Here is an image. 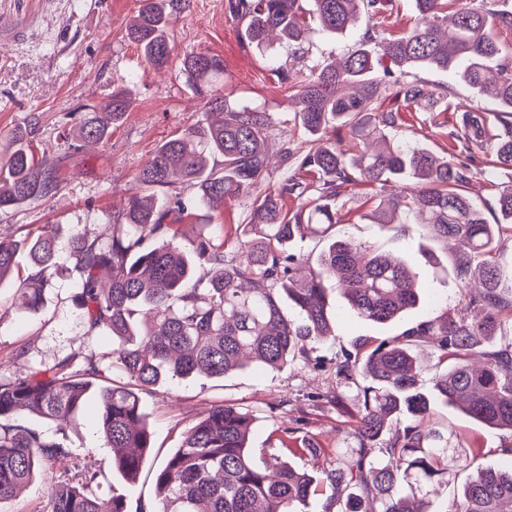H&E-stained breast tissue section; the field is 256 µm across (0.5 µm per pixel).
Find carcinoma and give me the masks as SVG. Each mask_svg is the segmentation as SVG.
<instances>
[{
	"instance_id": "obj_1",
	"label": "carcinoma",
	"mask_w": 512,
	"mask_h": 512,
	"mask_svg": "<svg viewBox=\"0 0 512 512\" xmlns=\"http://www.w3.org/2000/svg\"><path fill=\"white\" fill-rule=\"evenodd\" d=\"M389 2L312 0L308 14L332 34L356 28L363 14L376 17L384 34ZM416 5L410 26L381 40L365 33L338 65L297 72L272 63L296 101L294 121L316 143L306 152L284 143L282 173L265 187L270 114L221 93L220 56L184 58V71L204 103L201 118L163 142L138 171L136 180L148 195L129 198L112 216L109 241L90 242L75 233L67 244L80 277L75 302L87 327L83 342L112 337V369L127 382L106 381L92 357L75 368L74 354L25 376L0 378V504L45 466L74 459L77 449L67 431L91 400L112 468L132 482L151 448L142 395L173 380L222 379L248 364L319 367L307 346L336 337V314L324 286L332 277L343 309L374 324L393 323L422 305L419 274L405 260L333 233L341 188L357 180L376 189L377 223L420 224L436 238L458 243L456 277L463 288L455 307L445 306L372 348L355 340L336 361L339 384L361 394L347 465L326 473L340 512H427L420 500L410 505L405 488L420 491L470 467L480 449L455 446L448 431L432 425L438 403L512 432V346L482 351L479 367L470 362L500 330L503 317L512 318V264L497 256L503 228L512 230V186L499 192L503 221L490 224L465 193L466 164L398 138L382 148L370 147L368 139H384L383 128L396 125L397 113L382 109L388 96L420 112L433 111L448 96L444 85L395 78L394 66L453 74L511 115L512 40L501 34L512 33V0ZM189 6L190 0H141L127 36L147 65L167 66L170 25ZM227 11L248 43L263 49L280 41L294 58L305 57L302 0H227ZM376 39L377 50L369 47ZM130 107L117 89L106 111L84 108L80 138H108ZM330 127H348L362 137L351 158L324 138ZM490 149L494 166L512 170V121ZM58 183L57 171L36 161L24 136L0 148V210L46 196ZM178 184L219 214L229 201L250 200L251 237L232 252L224 250V239L205 235L192 250L182 248L175 223L190 215L192 200L176 191ZM289 198L297 200L291 210ZM309 235L325 239L326 246L299 278L303 256L294 246ZM60 249L52 230L30 239L31 273L18 287L26 308L42 307L54 287ZM16 251L0 242V284L14 274ZM420 342L434 348L440 367L428 391L414 356ZM255 421L249 410L219 405L191 426L155 472L156 512H300L315 478L275 455L257 464L248 445ZM103 479L81 473L54 481L49 512H129L124 496L103 490ZM454 512H512V471H476Z\"/></svg>"
}]
</instances>
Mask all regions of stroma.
Wrapping results in <instances>:
<instances>
[{"label": "stroma", "instance_id": "stroma-1", "mask_svg": "<svg viewBox=\"0 0 512 512\" xmlns=\"http://www.w3.org/2000/svg\"><path fill=\"white\" fill-rule=\"evenodd\" d=\"M138 6V0H0V141L26 132L36 157L53 163L60 179L59 189L51 195L0 211L1 242L19 240L56 224L66 230L77 228L91 240L111 238L107 219L139 193L136 173L164 141L200 117L202 103L182 66L183 56L189 53L221 56L224 77L219 85L223 93L232 101L270 113L271 153H278L285 140L295 149L308 150L310 137L292 121L294 100L287 85L270 72V56L297 70L316 62L331 63L343 57L372 25L371 20L361 19L357 29L343 35L311 27L306 39L308 52L296 61L278 46L268 54L249 47L227 12V0H194L190 12L172 26L173 54L165 70L157 71L143 62L126 35ZM413 76L447 85L448 98L434 112L400 113L394 135L438 156L468 163L472 176L466 191L488 223H496L498 193L512 185V172L494 168L488 142L501 131L505 113L456 76L427 70L414 71ZM118 88L128 95L131 108L111 137L79 150L65 149L62 136L73 129L81 109L105 108ZM466 111L482 118L485 143L468 145L458 139ZM372 195V188L360 182L343 187L337 236L355 238L404 259L419 272L430 294L456 304L459 282L454 256L422 226L407 224L394 229L374 223ZM249 213V204L243 200L228 203L220 214L205 207L193 208L180 222L177 240L191 248L197 237L212 234L216 224L234 227L247 222ZM78 281L73 259L61 254L55 286L46 292L36 312L24 309L14 282L0 285V377L13 376L28 366L51 367L70 353L94 355L101 366H108L111 339L101 337L89 345L82 342L86 327L73 303ZM431 313L425 304L387 326L340 314L335 341L313 348L314 355L323 360L318 370L298 362L274 370L248 367L222 379L198 376L157 388L143 398L153 449L135 486H128L110 471L108 452L88 415L79 417L68 433L69 440L81 451V467L107 472L105 492L127 496L133 510L154 504V472L180 447L185 431L212 406L225 403L255 410L251 444L257 459L279 453L282 432L289 429L297 438L314 439L321 448L316 456H290V463L324 476L345 463L352 444L348 433L357 410V389L340 387L336 380L335 364L341 349L358 338L397 336ZM20 349L26 356L19 360L15 353ZM336 391L345 396V409L316 406L307 399L311 393ZM434 422L451 431L453 444L480 445L476 467L504 469L512 465V458L500 451L512 440L511 433L484 427L450 406L438 408ZM61 470L58 464L47 466L41 476L0 504V512H47L48 482Z\"/></svg>", "mask_w": 512, "mask_h": 512}]
</instances>
